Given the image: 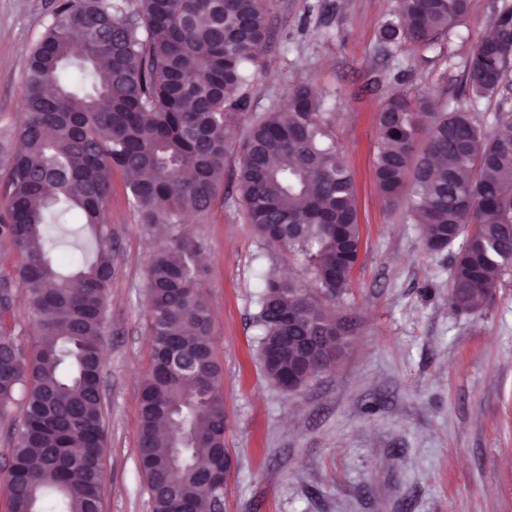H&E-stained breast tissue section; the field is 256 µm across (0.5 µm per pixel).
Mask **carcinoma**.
<instances>
[{"mask_svg":"<svg viewBox=\"0 0 512 512\" xmlns=\"http://www.w3.org/2000/svg\"><path fill=\"white\" fill-rule=\"evenodd\" d=\"M470 8V0H399L382 26L390 45H429ZM265 0H60L26 65L23 149L3 155L7 195L0 242L18 255L32 343L0 330V421L11 425L6 464L10 512H101L106 422L101 347L112 284L106 218L112 176L123 174L146 227L179 225L206 211L240 150L238 187L253 232L307 278L261 275L258 323L263 372L289 336H326V308L349 288L360 252L355 183L334 132L336 115L306 84L240 126L251 68L267 39ZM512 55V11L497 16L465 68V96L491 98L503 83L500 53ZM489 135L465 109H439L428 95L402 93L377 116L375 179L390 203L423 226V245L451 260L458 310H482L512 269V118ZM446 160L438 168L436 161ZM80 215L94 255L69 274L49 256L51 224ZM203 244L181 236L162 244L147 273L152 363L141 388L138 467L152 512H222L227 473L222 369L198 258ZM330 370L318 360L294 368L306 386ZM166 431L160 432L159 427Z\"/></svg>","mask_w":512,"mask_h":512,"instance_id":"cac0c4a2","label":"carcinoma"}]
</instances>
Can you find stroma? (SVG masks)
Wrapping results in <instances>:
<instances>
[{
    "label": "stroma",
    "instance_id": "stroma-1",
    "mask_svg": "<svg viewBox=\"0 0 512 512\" xmlns=\"http://www.w3.org/2000/svg\"><path fill=\"white\" fill-rule=\"evenodd\" d=\"M56 0H0V143L16 145L26 61ZM398 0H269V34L248 87L250 113L289 85L322 93L353 175L360 255L337 308L350 343L334 370L286 393L258 353L261 275L278 250L253 232L237 186L238 151L210 207L188 223L146 230L114 173L108 210L112 288L101 383L106 411L103 512H151L136 465L139 393L151 360L146 278L162 238L205 244L204 281L222 367L231 469L223 512H512V271L490 304L457 311L451 252L427 253L422 227L374 180L377 114L393 94L429 93L486 130L512 113V66L501 91L459 94L464 69L512 0H470L469 13L427 46H386L378 31ZM16 252L0 246V325L22 341L31 317Z\"/></svg>",
    "mask_w": 512,
    "mask_h": 512
}]
</instances>
